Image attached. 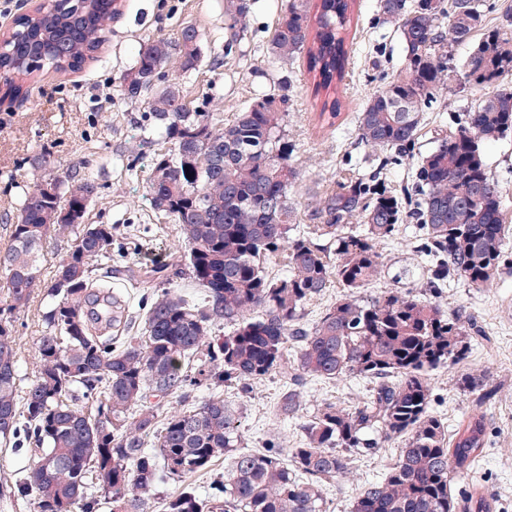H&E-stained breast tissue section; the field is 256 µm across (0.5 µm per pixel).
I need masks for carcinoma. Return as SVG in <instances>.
I'll return each mask as SVG.
<instances>
[{
    "label": "carcinoma",
    "instance_id": "1",
    "mask_svg": "<svg viewBox=\"0 0 512 512\" xmlns=\"http://www.w3.org/2000/svg\"><path fill=\"white\" fill-rule=\"evenodd\" d=\"M116 0H58L22 15L0 42V72L14 77L44 67H77L102 43ZM288 0L271 41L286 62L307 52L316 89L341 81L347 52L349 0ZM227 29L249 13L248 0H230ZM381 18L397 27L405 58L400 73L358 116V136L374 150L415 144L426 105L455 75L451 47L482 37L462 64L468 82L493 89L466 112V120L418 162L412 188L397 193L360 178H344L316 200L303 229L288 202L298 172L285 130L288 97L252 101L224 124L190 110L179 88L156 89L155 77L173 66L195 68L198 30L181 29L173 43H143L122 77L125 96H148L149 116L170 148L152 159L146 178L152 208L180 228L183 252L156 270L160 288L132 328L129 305L112 292V225L72 224L64 212L88 207L100 184L74 170L28 187L0 250L6 307L0 309V437L22 433L37 459L15 485L35 494L37 512H154L157 484L188 479L224 459V475L199 492L189 484L162 499V512H329L326 490L350 474L354 454L402 442L380 477L365 483L350 512H494L472 493L452 495L483 453L487 413L475 410L448 433L430 411L431 375L462 360L476 325L411 292L387 290L366 300L361 288L382 273L378 246L399 224L420 221L428 284L463 279L477 290L499 277L506 240L504 194L489 174L481 145L512 133V15L489 26L481 0H377ZM170 169L158 182L155 173ZM193 171V177L186 170ZM69 236L56 264L54 303L42 315L36 374L24 395L16 385L15 329L1 316L24 307L41 283L44 244ZM325 238L328 245L313 242ZM286 253L288 273L272 277L268 262ZM188 279L189 297L173 286ZM343 294L309 325L305 305L331 283ZM225 326L224 335L214 329ZM274 376L281 392L274 416L282 423L303 411L309 381L351 377L372 381L369 396L350 405L322 403L300 426L292 448H241L239 408L224 401V385ZM465 387L479 405L492 399L481 377ZM204 387L208 395L198 399ZM179 399L183 408L163 412ZM91 402L84 410L79 402Z\"/></svg>",
    "mask_w": 512,
    "mask_h": 512
}]
</instances>
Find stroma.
<instances>
[{
  "label": "stroma",
  "mask_w": 512,
  "mask_h": 512,
  "mask_svg": "<svg viewBox=\"0 0 512 512\" xmlns=\"http://www.w3.org/2000/svg\"><path fill=\"white\" fill-rule=\"evenodd\" d=\"M228 5V0H122L119 17L107 21L103 42L92 59L74 69H44L16 77L17 89L12 93L0 84V248L9 241V225L26 188L41 176L32 168V160L47 150L55 158L52 177H64L83 163L101 185L84 221L114 228L112 264L120 274L112 279L113 291L128 296L134 306L150 292L146 270L170 262L180 248L175 224L154 211L146 198L151 159L167 145L146 117V99L124 96L120 78L134 66L143 41L158 36L176 40L186 26L199 31L200 61L187 72L162 69L159 85L178 84L189 108L227 121L256 97L287 93L285 130L299 173L289 198L297 223L304 225L317 197L336 188L343 178L372 180L391 190L406 186L421 155L437 137L456 128L485 94L456 76L427 105L410 153L372 152L359 141L357 116L370 97L399 73L404 60L400 35L380 19L376 0H353L349 60L334 92L339 110L331 122L321 114L325 97L315 91L307 55L284 63L271 52L272 36L288 0H250L246 27L235 38L225 27ZM483 151L489 173L503 188L505 221L512 225V135L485 144ZM420 239L418 225L409 222L381 246L382 276L364 288L365 298L395 288L424 293L427 268ZM437 301L446 311L473 317L482 335L465 361L434 373L432 411L452 427L471 412L476 395L460 385L468 373L483 375L494 394L487 410V444L472 481L456 483L454 491L459 494L475 485L496 503V512H512V243L505 248L502 273L492 286L477 290L455 280L439 289ZM50 302L43 287L11 315L17 330V375L24 388L35 375L41 315ZM370 388L369 380L360 377L335 384L308 383L303 390L306 410L314 412L327 400L351 404ZM279 392L280 384L273 378L253 382L246 395L237 384L225 385V400L240 408L244 448L265 447L277 436L296 442L298 422L274 421ZM397 448V442L389 441L374 453L353 456L350 477L328 495L330 512H350L357 489L381 476ZM35 458L28 442L12 445L0 440V512H35L33 496L10 491Z\"/></svg>",
  "instance_id": "35a3bbf8"
}]
</instances>
